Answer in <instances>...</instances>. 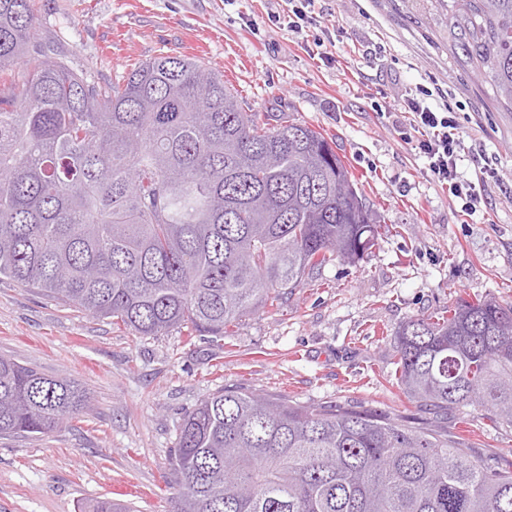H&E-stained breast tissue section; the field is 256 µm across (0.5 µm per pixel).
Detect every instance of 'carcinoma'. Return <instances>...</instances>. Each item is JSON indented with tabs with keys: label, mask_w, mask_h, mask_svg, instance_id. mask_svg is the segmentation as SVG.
<instances>
[{
	"label": "carcinoma",
	"mask_w": 512,
	"mask_h": 512,
	"mask_svg": "<svg viewBox=\"0 0 512 512\" xmlns=\"http://www.w3.org/2000/svg\"><path fill=\"white\" fill-rule=\"evenodd\" d=\"M462 46L512 104V0H452ZM35 0H0V277L142 336L222 339L381 236L335 142L288 112H248L185 55L90 82L51 56L18 64ZM410 400L512 427V303L458 298L394 332ZM70 379L0 356V434L83 409ZM174 512H512V467L446 433L243 387L185 415Z\"/></svg>",
	"instance_id": "cac0c4a2"
}]
</instances>
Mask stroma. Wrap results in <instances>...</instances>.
Here are the masks:
<instances>
[{"label":"stroma","instance_id":"35a3bbf8","mask_svg":"<svg viewBox=\"0 0 512 512\" xmlns=\"http://www.w3.org/2000/svg\"><path fill=\"white\" fill-rule=\"evenodd\" d=\"M288 0H36L26 64L48 45L91 79L185 54L219 71L256 112H289L336 139L371 207L392 233L363 261L325 267L279 309L247 314L228 336L174 330L142 336L0 278V355L74 380L89 405L51 432L0 437V512H83L107 497L131 512H171L170 451L184 416L206 396L243 386L301 404L398 416L465 438L491 464L512 462V429L473 408L444 411L390 383L394 332L458 296L512 302V112L462 52L450 19L404 0H316L329 40L269 30ZM425 89L451 104L463 131L458 172L477 155L498 174L466 213L426 174L414 142L383 115Z\"/></svg>","mask_w":512,"mask_h":512}]
</instances>
